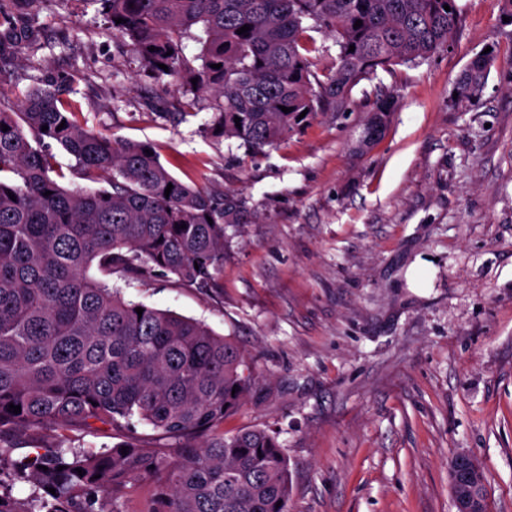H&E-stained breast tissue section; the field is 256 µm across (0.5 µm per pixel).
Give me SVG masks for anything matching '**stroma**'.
Instances as JSON below:
<instances>
[{
  "label": "stroma",
  "mask_w": 512,
  "mask_h": 512,
  "mask_svg": "<svg viewBox=\"0 0 512 512\" xmlns=\"http://www.w3.org/2000/svg\"><path fill=\"white\" fill-rule=\"evenodd\" d=\"M447 50L353 88L253 154L206 132L209 93L161 85L112 34L98 0L19 8L37 42L0 95L59 73L84 125L148 142L181 180L240 191L258 214L227 226L220 287L113 275L126 299L232 337L255 384L225 435L261 428L288 459L289 512H455L448 463L478 457L488 512H512V24L503 0H457ZM494 61L478 101L455 95ZM397 105L365 147L380 91ZM492 59L493 55L490 51L487 54L479 53L471 60L457 87L459 97L469 101L479 99Z\"/></svg>",
  "instance_id": "1"
}]
</instances>
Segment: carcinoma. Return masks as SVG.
<instances>
[{"label": "carcinoma", "mask_w": 512, "mask_h": 512, "mask_svg": "<svg viewBox=\"0 0 512 512\" xmlns=\"http://www.w3.org/2000/svg\"><path fill=\"white\" fill-rule=\"evenodd\" d=\"M98 2L144 67L189 86L195 78L213 93L210 136L238 139L253 153L317 112L346 111L361 80L448 48L459 21L456 0ZM244 25L250 30L237 33ZM194 26L203 32L198 68L182 44ZM318 30L338 47L324 81L309 57V32ZM34 41V30L0 11V46L20 51ZM492 59L471 60L459 97L479 99ZM69 87L55 76L15 102L0 100L8 126L0 131V512H119L122 489L140 483L152 486L146 512H288V461L276 436L221 432L254 385L239 346L88 275L93 266L105 276L157 270L190 288H218L226 226L258 215L238 194L175 177L152 144L84 127ZM395 105L391 92L377 94L363 145L384 136ZM56 148L75 160L67 173ZM69 174L94 187H65ZM136 420L173 443L148 451L129 437L106 450L62 447L73 428L101 423L121 433ZM39 428L59 444L13 458V440ZM199 435L206 439L197 445ZM15 481L30 484L26 500L12 496Z\"/></svg>", "instance_id": "cac0c4a2"}]
</instances>
